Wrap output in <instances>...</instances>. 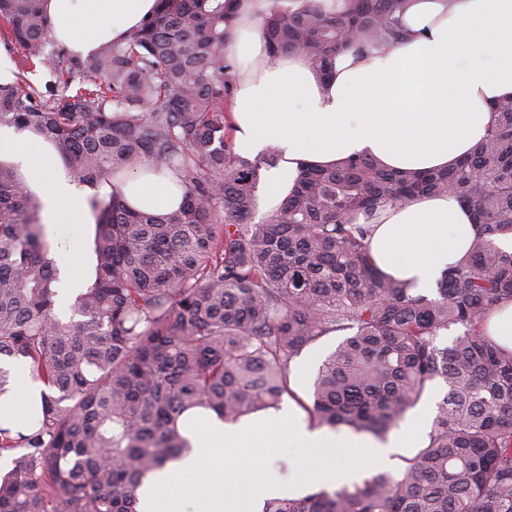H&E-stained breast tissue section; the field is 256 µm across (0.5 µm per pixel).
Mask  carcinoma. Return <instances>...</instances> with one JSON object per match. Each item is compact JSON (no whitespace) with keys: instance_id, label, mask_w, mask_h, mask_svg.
<instances>
[{"instance_id":"cac0c4a2","label":"carcinoma","mask_w":512,"mask_h":512,"mask_svg":"<svg viewBox=\"0 0 512 512\" xmlns=\"http://www.w3.org/2000/svg\"><path fill=\"white\" fill-rule=\"evenodd\" d=\"M409 0H272L268 54L301 52L325 77L336 54L385 52L407 37ZM238 0H157L152 15L82 57L44 48L43 0H0L6 45L49 65L62 93L0 83V124L49 142L94 194L95 276L56 314L59 269L41 201L0 162V359L26 362L44 395L25 428L0 424V512H137L144 481L188 447L187 423H235L294 396L290 364L329 333L312 403L318 426L385 439L431 385L446 387L422 447L396 471L263 512H512V350L483 318L512 301V99L486 139L447 170H393L366 157L301 165L275 213L253 222L260 171L230 134L236 72L226 53ZM148 159L180 207H127L118 188ZM454 193L475 239L437 296L377 269L365 243L387 206ZM455 331L451 342L441 337Z\"/></svg>"}]
</instances>
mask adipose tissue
Listing matches in <instances>:
<instances>
[{"label":"adipose tissue","mask_w":512,"mask_h":512,"mask_svg":"<svg viewBox=\"0 0 512 512\" xmlns=\"http://www.w3.org/2000/svg\"><path fill=\"white\" fill-rule=\"evenodd\" d=\"M51 32L88 54L118 40L152 14L156 0H45ZM270 0H241L227 51L238 63L231 108L237 149L254 158L275 150L262 170L258 205L273 212L291 192L299 164L335 165L368 156L398 170L446 168L486 137L494 104L512 98V0H412L410 36L385 53H343L322 79L298 53L271 58L261 34ZM0 159L21 165L42 194L48 225L83 210L59 156L35 135L0 127ZM128 206L177 210L182 190L140 169L125 178ZM476 234L470 210L452 194L421 196L389 207L366 239L377 269L435 290ZM16 390L0 400V418L25 423L42 386L26 364L12 366Z\"/></svg>","instance_id":"ef3b65f1"}]
</instances>
